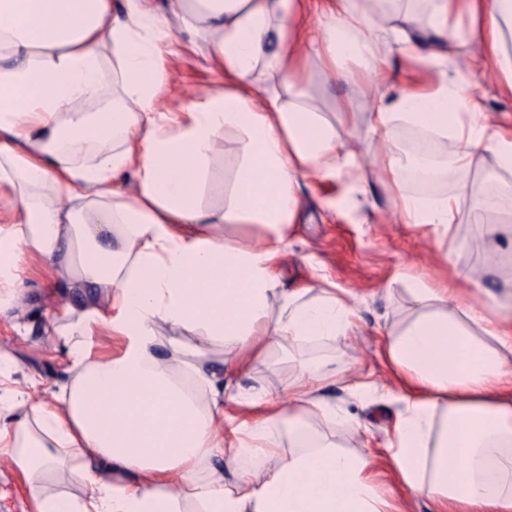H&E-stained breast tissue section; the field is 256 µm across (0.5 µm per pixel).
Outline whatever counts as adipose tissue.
I'll list each match as a JSON object with an SVG mask.
<instances>
[{
  "instance_id": "ef3b65f1",
  "label": "adipose tissue",
  "mask_w": 512,
  "mask_h": 512,
  "mask_svg": "<svg viewBox=\"0 0 512 512\" xmlns=\"http://www.w3.org/2000/svg\"><path fill=\"white\" fill-rule=\"evenodd\" d=\"M0 0V313L13 315L34 266L91 297L51 336L69 361L57 389L11 387L0 354V456L31 512H403L367 450L337 431L358 423L323 396L335 361L298 354L279 390L233 380L285 342L355 335L352 295L327 276L282 288L280 259L300 179L323 175L364 193L380 177L406 224L447 238L463 207L495 208L471 172L485 155L512 175V129L484 111L476 77L512 96V0ZM433 34L422 43L416 31ZM218 62L224 81L190 111L163 94L174 44ZM112 64H105V54ZM404 80L365 114L373 165L339 136L308 90L369 87L388 56ZM111 91L100 114L78 109ZM450 139L451 192L404 190L399 126ZM241 135L244 163L229 212L199 203L218 135ZM134 193L120 188L126 173ZM264 228L260 245L221 222ZM408 315L381 357L402 390L384 466L430 512H512V289L490 295L400 269ZM237 412L224 413L225 402ZM79 473L75 495L51 480Z\"/></svg>"
}]
</instances>
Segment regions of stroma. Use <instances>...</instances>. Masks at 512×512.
I'll list each match as a JSON object with an SVG mask.
<instances>
[{
    "label": "stroma",
    "instance_id": "stroma-1",
    "mask_svg": "<svg viewBox=\"0 0 512 512\" xmlns=\"http://www.w3.org/2000/svg\"><path fill=\"white\" fill-rule=\"evenodd\" d=\"M166 68V97L185 111L222 80L217 65L190 52L170 59ZM401 73V63L391 57L384 74L370 89L329 83L315 73L309 76V88L317 104L330 116L344 99H357L365 107L374 98L389 94L391 80ZM239 139L236 131L223 133L199 198L203 208L218 215L229 208L230 193L243 163ZM341 191V183L332 176L300 179L299 219L282 258L281 274L285 287L299 288L310 283L312 268L317 265L337 287L354 295L361 316L356 336L337 339L333 344H310L305 351L330 355L347 368V382L327 388L325 396L353 415L360 429L354 435L339 434L338 440L346 448L367 447L377 454L383 447L385 429L402 408L398 393L389 386L390 377L380 356L387 316L402 318L408 314L403 285L397 279L400 268L407 265L432 278L465 270L480 277L488 291L498 294L506 282H512V250L497 247L483 237L481 225L469 214L456 225L453 240L445 244L424 228L401 223L392 194L380 180L369 183L358 210L352 213L329 210V201ZM81 300V295L65 288L61 276L40 272L28 275L20 308L25 332L16 333L9 321L0 317V351L13 358L16 380L34 376L49 386L67 380V357L49 340L46 329L56 311ZM294 351V346H286L274 364L237 376V383L245 390L282 387ZM368 375L381 389L365 398L354 386Z\"/></svg>",
    "mask_w": 512,
    "mask_h": 512
}]
</instances>
